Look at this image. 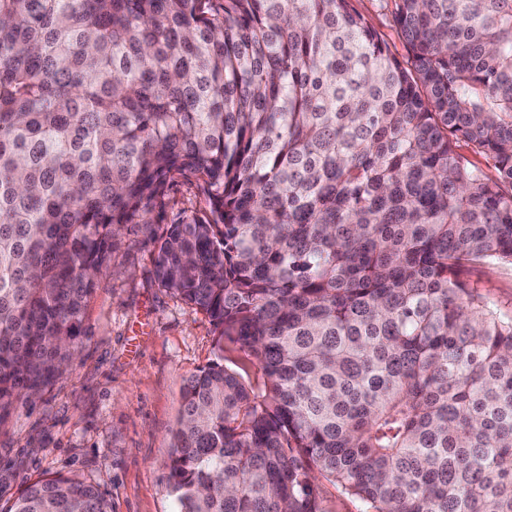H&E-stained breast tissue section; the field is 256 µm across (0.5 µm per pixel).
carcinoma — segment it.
<instances>
[{
	"instance_id": "cac0c4a2",
	"label": "carcinoma",
	"mask_w": 512,
	"mask_h": 512,
	"mask_svg": "<svg viewBox=\"0 0 512 512\" xmlns=\"http://www.w3.org/2000/svg\"><path fill=\"white\" fill-rule=\"evenodd\" d=\"M0 0V421L68 371L126 224L158 284L256 362L192 374L176 512H512V0ZM485 166L459 153L460 144ZM9 512H110L28 484ZM355 8L363 14L372 26L384 35L389 42L391 50L401 59L405 54V49L399 40L393 20H392V3L385 0H354ZM166 222L204 217L209 207L194 182L178 178L166 199ZM461 278L477 282L489 304L512 310V266L496 262L470 264L462 269ZM317 491L321 512H362L363 504L347 494L332 478L318 476Z\"/></svg>"
}]
</instances>
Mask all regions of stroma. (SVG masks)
<instances>
[{"mask_svg":"<svg viewBox=\"0 0 512 512\" xmlns=\"http://www.w3.org/2000/svg\"><path fill=\"white\" fill-rule=\"evenodd\" d=\"M167 222L204 216L195 183L177 179ZM153 228L126 225L88 297L70 371L0 422V512L31 482L75 475L99 487L112 512H175L168 489L171 431L187 378L216 358L245 382L260 373L203 311L159 286ZM489 304L512 310V266L470 264Z\"/></svg>","mask_w":512,"mask_h":512,"instance_id":"1","label":"stroma"}]
</instances>
